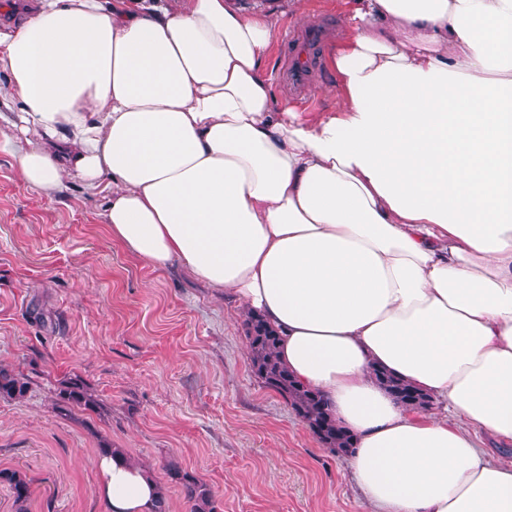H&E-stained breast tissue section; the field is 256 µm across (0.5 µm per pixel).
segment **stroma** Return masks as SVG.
<instances>
[{
    "mask_svg": "<svg viewBox=\"0 0 512 512\" xmlns=\"http://www.w3.org/2000/svg\"><path fill=\"white\" fill-rule=\"evenodd\" d=\"M105 204L76 184L46 199L0 153V364L30 380L23 400H0V469L26 474L29 512H102V441L150 465L168 512H190L171 460L218 512H367L346 456L253 373L234 302L129 253ZM68 374L102 411L59 413ZM166 475L172 484L182 490L184 497L191 504V512L217 511L212 489L194 473L176 462H169L166 465Z\"/></svg>",
    "mask_w": 512,
    "mask_h": 512,
    "instance_id": "1",
    "label": "stroma"
}]
</instances>
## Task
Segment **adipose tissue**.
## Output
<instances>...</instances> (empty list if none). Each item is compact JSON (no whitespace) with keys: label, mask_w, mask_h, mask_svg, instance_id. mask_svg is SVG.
Returning a JSON list of instances; mask_svg holds the SVG:
<instances>
[{"label":"adipose tissue","mask_w":512,"mask_h":512,"mask_svg":"<svg viewBox=\"0 0 512 512\" xmlns=\"http://www.w3.org/2000/svg\"><path fill=\"white\" fill-rule=\"evenodd\" d=\"M338 97L277 102L270 11L37 0L0 28V150L113 238L231 294L352 435L369 512H512V0H344ZM383 369L441 411L396 402ZM103 512L157 482L98 455Z\"/></svg>","instance_id":"1"}]
</instances>
